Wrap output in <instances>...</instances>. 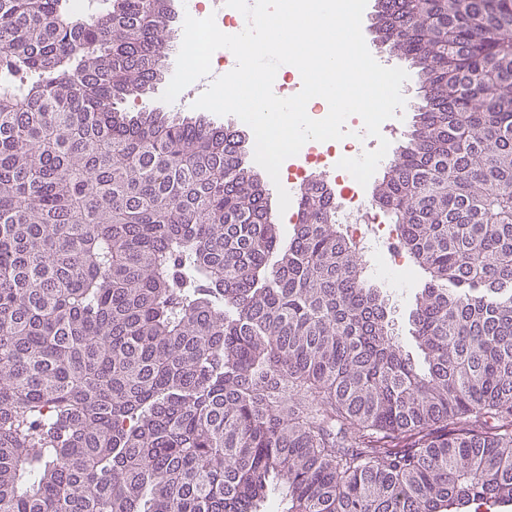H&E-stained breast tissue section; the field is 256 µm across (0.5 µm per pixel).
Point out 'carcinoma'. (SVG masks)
<instances>
[{"mask_svg":"<svg viewBox=\"0 0 512 512\" xmlns=\"http://www.w3.org/2000/svg\"><path fill=\"white\" fill-rule=\"evenodd\" d=\"M0 0V512L512 505V0H389L413 129L373 192L417 351L307 187L283 237L230 126L122 107L166 0Z\"/></svg>","mask_w":512,"mask_h":512,"instance_id":"obj_1","label":"carcinoma"}]
</instances>
